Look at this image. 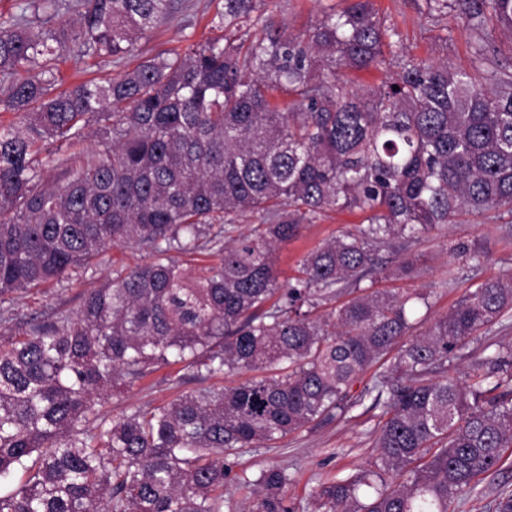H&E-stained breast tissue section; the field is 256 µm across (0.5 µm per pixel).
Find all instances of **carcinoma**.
<instances>
[{"mask_svg": "<svg viewBox=\"0 0 512 512\" xmlns=\"http://www.w3.org/2000/svg\"><path fill=\"white\" fill-rule=\"evenodd\" d=\"M174 2L78 0L72 23L66 0H33L31 18L0 22V108L15 116L0 124V303L114 244L147 254L74 315L0 345V482L26 475L0 512H224V456L367 398L373 467L320 484L312 512H455L512 448V348L478 358L465 382L448 363L512 312V276L465 292L408 342L427 297L362 282L394 239L512 215V63L493 40L508 37L512 54V0H425L428 15L472 25L469 69L400 58L376 86L338 78L384 65L398 36L373 0H347L300 34L260 14L252 40L55 91L67 46L121 58ZM256 5L224 0L217 24L236 31ZM327 211L363 221L280 280L279 245ZM247 212L257 224L234 235ZM202 250L213 262L194 276L173 258ZM171 364L243 380L112 421L95 409ZM243 484L249 512H295L285 470Z\"/></svg>", "mask_w": 512, "mask_h": 512, "instance_id": "1", "label": "carcinoma"}]
</instances>
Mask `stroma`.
Listing matches in <instances>:
<instances>
[{"instance_id": "stroma-1", "label": "stroma", "mask_w": 512, "mask_h": 512, "mask_svg": "<svg viewBox=\"0 0 512 512\" xmlns=\"http://www.w3.org/2000/svg\"><path fill=\"white\" fill-rule=\"evenodd\" d=\"M374 3L400 33L394 54L418 61L445 59L454 65L470 66L475 34L464 19L452 13L429 17L424 0H374ZM343 5V0H264L263 9L296 34L315 24L323 13ZM223 9L224 0H176L174 11L156 25L149 37L139 40L131 53L118 60L82 57L75 48H66L59 65L58 87L63 90L80 81L115 77L147 58L183 54L223 37V30L213 22ZM359 223V216L329 211L315 223L304 225L300 235L278 252L277 267L282 278L294 276L299 259L307 251L354 229ZM463 244L483 250L485 258L481 265H474L459 253L458 248ZM378 256L391 267L403 259H415V273L379 277L372 286L398 295L427 293V304L417 305L411 315L414 330L419 333L447 313L475 284L512 275V226L492 219L477 222L464 216L458 223L432 229L415 241H392ZM145 257V251L136 244L115 245L89 269L14 294L5 304L8 317L0 320V343L14 340L30 319L50 321L59 313L76 312L87 291L104 285L116 271L142 263ZM491 344L512 345V316L505 317L486 337L460 351L448 369L449 375L465 378L473 368L474 359ZM198 387V381L183 366L162 367L130 391L99 399L96 408L102 415L115 419L138 407L170 402ZM372 427L370 413L359 406L321 429L303 430L271 446L226 456L229 476L225 493L237 507H246L249 492L240 488V480L255 478L261 469L278 466L288 474L289 502L296 505L297 512H306L308 495L320 482L369 468L373 455ZM504 485L512 487V450L505 454L498 469L482 480L477 492L462 493L458 512H494L496 492Z\"/></svg>"}]
</instances>
